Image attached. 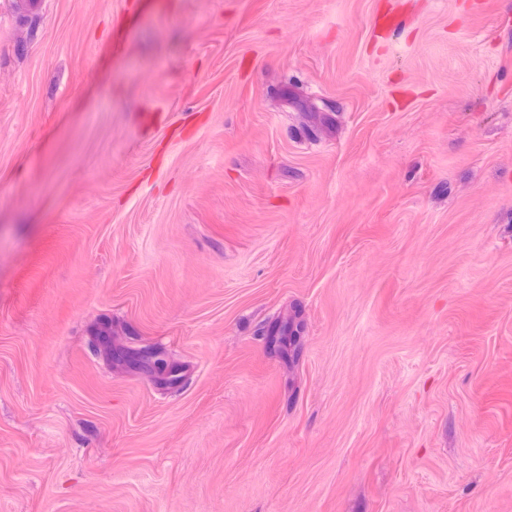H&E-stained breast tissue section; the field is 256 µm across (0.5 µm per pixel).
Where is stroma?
<instances>
[{
  "mask_svg": "<svg viewBox=\"0 0 512 512\" xmlns=\"http://www.w3.org/2000/svg\"><path fill=\"white\" fill-rule=\"evenodd\" d=\"M36 3L0 0V512H512V0Z\"/></svg>",
  "mask_w": 512,
  "mask_h": 512,
  "instance_id": "1",
  "label": "stroma"
}]
</instances>
